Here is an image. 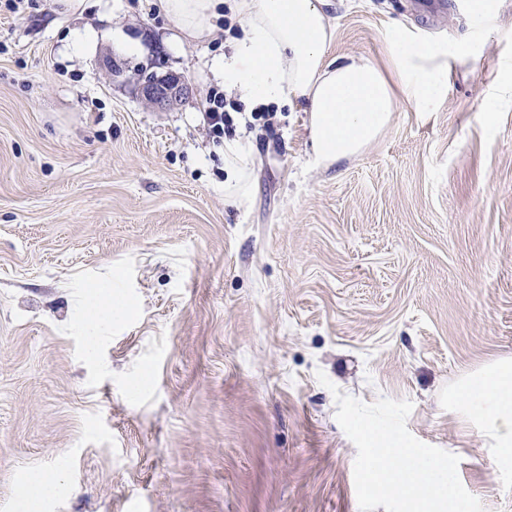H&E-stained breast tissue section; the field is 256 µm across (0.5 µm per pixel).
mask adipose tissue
I'll use <instances>...</instances> for the list:
<instances>
[{"label": "adipose tissue", "mask_w": 512, "mask_h": 512, "mask_svg": "<svg viewBox=\"0 0 512 512\" xmlns=\"http://www.w3.org/2000/svg\"><path fill=\"white\" fill-rule=\"evenodd\" d=\"M327 0H158L177 43L207 40L217 21L230 17L237 30L216 66L225 90L248 109H283L304 101L310 114L314 164L327 166L356 154L391 120L399 99L424 112L445 99L451 64L470 59L468 44L423 40L402 26L387 32L390 64L328 55L335 27ZM224 200L240 208L251 194L253 147L228 137ZM466 420L475 423L491 448L490 462L512 470V360L503 358L467 375L449 394Z\"/></svg>", "instance_id": "ef3b65f1"}]
</instances>
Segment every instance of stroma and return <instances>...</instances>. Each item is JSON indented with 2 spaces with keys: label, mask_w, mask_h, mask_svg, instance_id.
I'll return each mask as SVG.
<instances>
[{
  "label": "stroma",
  "mask_w": 512,
  "mask_h": 512,
  "mask_svg": "<svg viewBox=\"0 0 512 512\" xmlns=\"http://www.w3.org/2000/svg\"><path fill=\"white\" fill-rule=\"evenodd\" d=\"M327 12L333 56L388 65L394 24L478 53L436 111L399 101L327 168L295 102L256 133L238 209L202 119L223 28L176 45L154 0L0 11V512L41 469L66 485L43 512H360L335 387L410 400L409 431L512 512V470L448 405L512 358V0L483 22L470 0ZM143 65L189 98L155 109ZM96 285L126 310L91 348Z\"/></svg>",
  "instance_id": "stroma-1"
}]
</instances>
